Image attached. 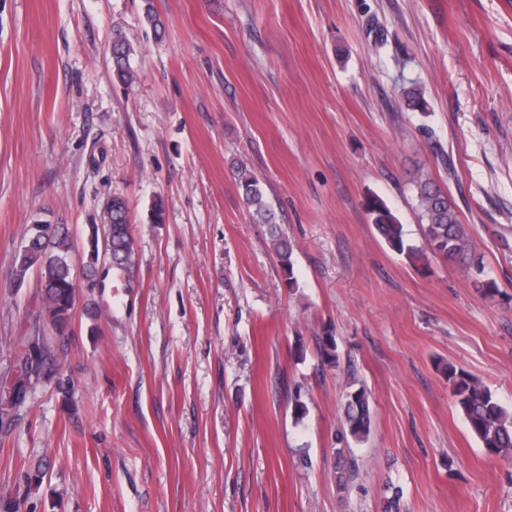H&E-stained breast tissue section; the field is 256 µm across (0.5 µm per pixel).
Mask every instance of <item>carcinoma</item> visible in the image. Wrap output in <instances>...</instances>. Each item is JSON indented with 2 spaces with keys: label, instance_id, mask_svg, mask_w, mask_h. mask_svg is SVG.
Here are the masks:
<instances>
[{
  "label": "carcinoma",
  "instance_id": "obj_1",
  "mask_svg": "<svg viewBox=\"0 0 512 512\" xmlns=\"http://www.w3.org/2000/svg\"><path fill=\"white\" fill-rule=\"evenodd\" d=\"M143 17L154 33H161L165 24L154 10L151 0H144ZM133 48L119 33L112 41V75L125 85L137 80L130 58ZM407 106L427 111L428 102L423 89L415 84L406 92ZM249 218L257 224L269 226V246L281 267L288 286H293V247L276 222L261 181L240 169L238 184ZM413 196L423 235L431 253L451 259L462 265V271L491 296L497 291L494 281H480L485 266L476 254L467 225L460 219L454 199L437 183L424 175L413 180ZM372 224L387 247L398 254L413 256L415 249L406 244L403 224L390 206L379 196L372 195L364 202ZM102 215L110 223L91 228L84 246L82 275L95 282L102 261L99 242L105 240L112 253V268L129 274L138 258L132 234L129 204L125 197L112 195L102 207ZM44 222L29 225L23 244L14 255L11 276L17 284L37 273L40 283V302L32 312L30 328L18 338L21 357L15 375L0 386V424H11L27 401L35 396L39 385L54 378L60 371L54 349L46 331L59 336L67 333L75 313L79 293L73 288L76 273L75 244L65 224L55 225L51 234L41 232ZM321 363L330 367L339 364L335 336L331 331L315 337ZM451 396L465 419L469 431L494 458L512 459V407L503 405L477 377L449 364L444 368ZM371 431V409L368 394L359 388L346 396L341 418L339 441L368 440Z\"/></svg>",
  "mask_w": 512,
  "mask_h": 512
}]
</instances>
